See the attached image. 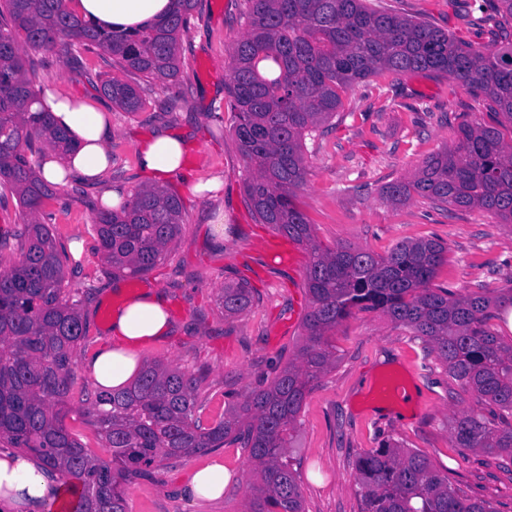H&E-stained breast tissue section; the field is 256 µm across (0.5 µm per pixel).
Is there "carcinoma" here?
I'll return each instance as SVG.
<instances>
[{"mask_svg": "<svg viewBox=\"0 0 512 512\" xmlns=\"http://www.w3.org/2000/svg\"><path fill=\"white\" fill-rule=\"evenodd\" d=\"M247 31L230 48L227 106L235 137L255 176L244 185L262 224L304 247L309 310L302 341L269 383L248 392L214 425L195 415L197 379L146 360L123 389L90 391L86 414L110 455L90 454L63 425L86 322L65 293L55 238L38 214L55 195L35 170V144L64 154L74 144L47 112L34 111L38 91L27 50L53 53L65 65L74 43L98 49L147 82L170 86L181 71L180 45L198 0H174L160 22L114 31L77 18L66 0H0V188L25 215L17 230L19 259L0 241V441L33 454L75 496L71 512H127L125 487L156 461L239 444L250 449L257 483L245 512H304L297 478L285 461L288 441L311 385L336 362L329 333L353 310L379 312L422 338L448 373L488 405L512 413V342L488 325L508 295L458 297L431 287L446 246L437 239L402 241L378 255L324 249L297 204L307 181L306 138L328 127L341 94L383 72L452 77L490 101L512 123V0L496 15L474 16L500 47L456 42L424 21L370 8L365 0H247ZM96 89L116 107H143L140 86L112 78ZM383 198L413 197L446 209H478L512 224V144L494 125L463 122L457 141L426 158ZM93 223L112 269L132 277L155 268L181 234L182 203L169 190L145 186L119 210L102 208ZM248 284L224 286V315L252 306ZM455 446L512 458V426L491 427L466 413L453 421ZM355 469L361 512H494L461 497L428 458L384 442L360 453Z\"/></svg>", "mask_w": 512, "mask_h": 512, "instance_id": "carcinoma-1", "label": "carcinoma"}]
</instances>
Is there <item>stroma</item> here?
<instances>
[{
    "label": "stroma",
    "mask_w": 512,
    "mask_h": 512,
    "mask_svg": "<svg viewBox=\"0 0 512 512\" xmlns=\"http://www.w3.org/2000/svg\"><path fill=\"white\" fill-rule=\"evenodd\" d=\"M389 13L419 19L456 41L480 47L488 30L470 25L456 0H371ZM244 0H201L182 42L178 89L184 100L170 114L161 107L169 90L144 83V109L129 114L97 95L89 77L135 81L102 55L75 48L82 71L44 51H28L36 86L67 98L82 97L108 110L114 134L113 182L135 191L142 184L138 145L152 133L181 134L187 142L190 182L208 184L205 196L189 184L168 182L184 205V226L165 259L142 277L113 273L99 250L92 221L98 202L92 191L58 188L41 217L58 245L84 243L64 262L65 286L81 311L89 312L86 339L63 411L66 429L97 456L106 451L85 416V389L92 381L83 362L107 337L113 310L142 291L165 295L172 320L168 332L147 345L140 358L159 360L193 374L196 413L205 424L262 387L293 355L309 299L304 267L272 259L267 241L273 230L257 223L243 187L252 170L234 135L236 118L227 109L224 83L229 49L245 31ZM486 101L460 82L425 73L384 74L360 82L342 96L335 125L307 140V183L297 202L317 242L325 248L350 245L384 255L398 242L436 238L447 260L432 281L456 294L495 296L512 289V228L479 210H445L416 198L393 206L381 190L407 178L428 155L453 146L462 122L494 123ZM224 211V234L213 236L209 219ZM247 281L254 302L228 317L220 303L225 284ZM336 364L307 394L289 450L305 512H359L355 461L364 450L391 441L424 454L458 495L512 512V461L481 451L461 452L452 435L455 416L475 411L493 426L512 425L452 378L429 346L412 331L376 312H355L331 338ZM389 375L401 378L408 399L379 400L375 391ZM221 458L232 473L223 499H189L182 489L197 468ZM256 480L248 449L227 445L187 458L164 460L128 484V512H244Z\"/></svg>",
    "instance_id": "obj_1"
}]
</instances>
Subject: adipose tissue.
I'll use <instances>...</instances> for the list:
<instances>
[{
  "instance_id": "adipose-tissue-1",
  "label": "adipose tissue",
  "mask_w": 512,
  "mask_h": 512,
  "mask_svg": "<svg viewBox=\"0 0 512 512\" xmlns=\"http://www.w3.org/2000/svg\"><path fill=\"white\" fill-rule=\"evenodd\" d=\"M171 6V0H73L71 4L81 20L124 31L159 21ZM40 104L52 112L57 127L76 144L75 150L65 155L46 151L39 166L41 177L55 184L78 183L94 191L102 206L120 207L129 194L123 186L107 179L112 167L110 114L92 103L50 92L45 93ZM137 164L155 185L183 178L184 142L170 133H158L138 146ZM166 325L165 299L159 292L142 295L117 313L112 319V331L121 340V347L101 346L86 360L97 384L109 389L128 383L139 365L131 346L161 335ZM230 480V471L223 463L215 462L195 470L184 491L195 499L217 500L223 497ZM61 498L62 487L56 475L26 454L0 452V512H46L48 503Z\"/></svg>"
}]
</instances>
